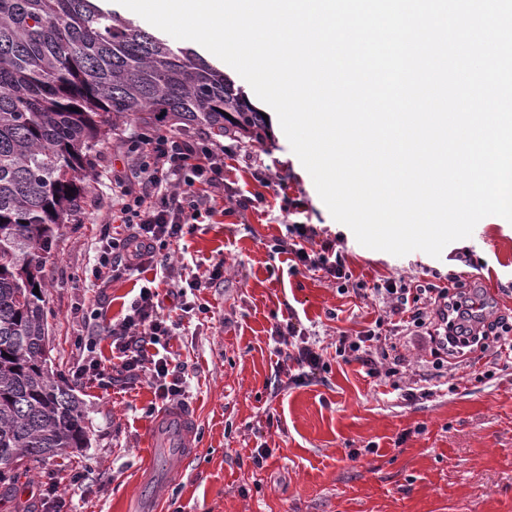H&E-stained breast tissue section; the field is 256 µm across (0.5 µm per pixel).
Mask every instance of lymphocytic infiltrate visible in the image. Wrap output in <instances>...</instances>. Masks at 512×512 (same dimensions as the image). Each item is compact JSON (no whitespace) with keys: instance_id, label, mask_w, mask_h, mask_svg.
<instances>
[{"instance_id":"f902f5d3","label":"lymphocytic infiltrate","mask_w":512,"mask_h":512,"mask_svg":"<svg viewBox=\"0 0 512 512\" xmlns=\"http://www.w3.org/2000/svg\"><path fill=\"white\" fill-rule=\"evenodd\" d=\"M124 161L136 175L137 185L132 188L122 178H115L112 220L119 228L104 230L93 272L97 278L111 280L147 264L158 265L175 287L176 309L182 318L193 319L203 308L188 301L187 290L201 288L202 283L184 279L181 266L171 262L167 249L184 237L201 212H215L218 199L223 198L224 147L190 136L143 133L132 141ZM288 231L291 241H279L277 248L292 254L296 266L323 272L339 288L366 290L381 300L383 310L373 328L354 336L341 333L336 338L337 357L361 361L368 376L380 380L395 376V369L386 362L398 352L404 336L429 340L431 354L440 364L471 350L480 357L512 361V342L507 339L512 323L504 317H481L479 305L456 275H449L443 287L389 278L368 289L353 282L342 254L334 252L331 243H316V229L292 224ZM171 312L157 290L141 288L127 314L107 330L115 362L102 363L93 353V341H86V353L77 363L74 378L95 383L106 392L116 383L147 374L162 403L178 400L184 392L183 366L154 355L161 338L177 327ZM274 341L293 367L287 380L277 381V388L316 379L326 371L321 347L301 323L289 319L276 324Z\"/></svg>"}]
</instances>
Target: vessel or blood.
<instances>
[{
    "label": "vessel or blood",
    "instance_id": "obj_1",
    "mask_svg": "<svg viewBox=\"0 0 512 512\" xmlns=\"http://www.w3.org/2000/svg\"><path fill=\"white\" fill-rule=\"evenodd\" d=\"M195 424V417L179 406L162 409L151 422L149 439L156 447L165 449L171 462L168 479H175L181 465L197 452L193 443Z\"/></svg>",
    "mask_w": 512,
    "mask_h": 512
}]
</instances>
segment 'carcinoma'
I'll return each instance as SVG.
<instances>
[{"instance_id": "carcinoma-1", "label": "carcinoma", "mask_w": 512, "mask_h": 512, "mask_svg": "<svg viewBox=\"0 0 512 512\" xmlns=\"http://www.w3.org/2000/svg\"><path fill=\"white\" fill-rule=\"evenodd\" d=\"M131 118L271 138L223 70L101 0H0V483L89 447L84 402L50 366L41 268L59 226L77 223L98 145Z\"/></svg>"}]
</instances>
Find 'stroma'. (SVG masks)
I'll return each mask as SVG.
<instances>
[{"instance_id":"stroma-1","label":"stroma","mask_w":512,"mask_h":512,"mask_svg":"<svg viewBox=\"0 0 512 512\" xmlns=\"http://www.w3.org/2000/svg\"><path fill=\"white\" fill-rule=\"evenodd\" d=\"M268 121L272 137L256 152L272 187L257 181L244 155L226 152L224 183L230 195L251 199L246 217L202 214L170 247L187 278L206 281L194 299L207 311L158 347L184 367L183 403L196 417L199 445L167 491L165 512H512V366L436 368L428 343L412 336L400 349L399 387L376 381L361 363L337 359L335 343L337 332L372 326L378 305L339 292L320 274L293 273L289 254L273 248L289 225L310 224L336 244L353 281L405 277L444 286L455 273L493 319L512 309V223L485 217L437 259L366 248L331 216L276 114ZM140 132L124 124L100 145L80 221L60 225L42 268L51 357L87 405L91 445L31 463L18 485L0 484V512H49L42 496L49 484L66 500L62 512H140L137 479L161 465L147 436L162 408L149 378L105 394L72 377L85 332L76 309L107 327L146 282L168 288L153 267L106 285L91 272L112 210V172L123 167L124 142ZM465 253L473 265L462 263ZM218 265L222 277L210 281ZM290 316L319 340L328 371L278 392L274 382L287 366L271 334ZM419 381L426 391L406 399L405 388ZM261 446L272 454L258 469L246 459Z\"/></svg>"}]
</instances>
